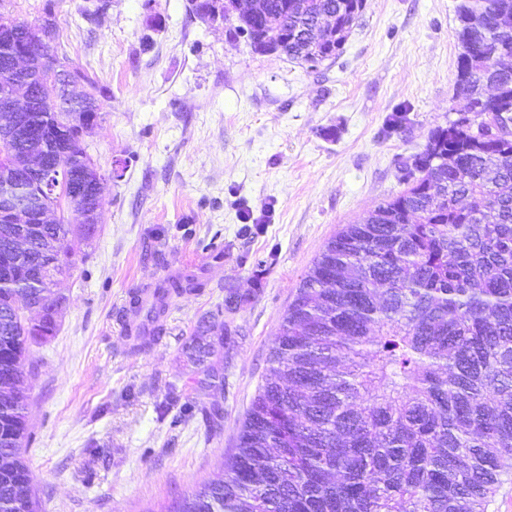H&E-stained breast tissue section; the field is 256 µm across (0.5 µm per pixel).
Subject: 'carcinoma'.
<instances>
[{"instance_id": "cac0c4a2", "label": "carcinoma", "mask_w": 512, "mask_h": 512, "mask_svg": "<svg viewBox=\"0 0 512 512\" xmlns=\"http://www.w3.org/2000/svg\"><path fill=\"white\" fill-rule=\"evenodd\" d=\"M364 0H255L256 20L234 31L250 43L318 64L336 58ZM56 0L37 25L0 23V61L22 51L23 70L0 64V93L14 80L35 88L29 124L42 128L0 159L8 180L34 156L52 168L48 205L65 201L68 224H28L24 259L0 285V512H42L24 459L28 431L26 359L52 337L65 298L54 278L75 246L96 233L79 187L106 179L80 146L101 117L106 89L59 54ZM336 14V30L317 24ZM457 92L471 118L436 129L405 165L406 184L326 244L288 305L269 367L247 411L222 478L172 512H486L512 469V0H459ZM73 73L89 105L65 113ZM502 89L491 100L488 78ZM69 117L68 135L55 122ZM16 225L0 223V262ZM194 273L136 296L137 339L164 331L172 294L198 292ZM244 298L224 289V307L202 317L185 344L196 396L223 386L220 349L235 343ZM35 311L38 318L25 313Z\"/></svg>"}]
</instances>
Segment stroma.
I'll return each instance as SVG.
<instances>
[{
    "label": "stroma",
    "mask_w": 512,
    "mask_h": 512,
    "mask_svg": "<svg viewBox=\"0 0 512 512\" xmlns=\"http://www.w3.org/2000/svg\"><path fill=\"white\" fill-rule=\"evenodd\" d=\"M457 4L364 0L339 55L312 65L254 52L187 0H60L70 64L107 90L81 142L107 188L96 235L56 279L58 332L26 361L43 512H161L222 476L314 260L404 190L402 162L464 106ZM186 271L206 288L174 296L160 339L137 348L133 296ZM228 284L246 299L243 334L208 398L224 416L214 432L158 407L169 387L191 393L183 346Z\"/></svg>",
    "instance_id": "1"
}]
</instances>
